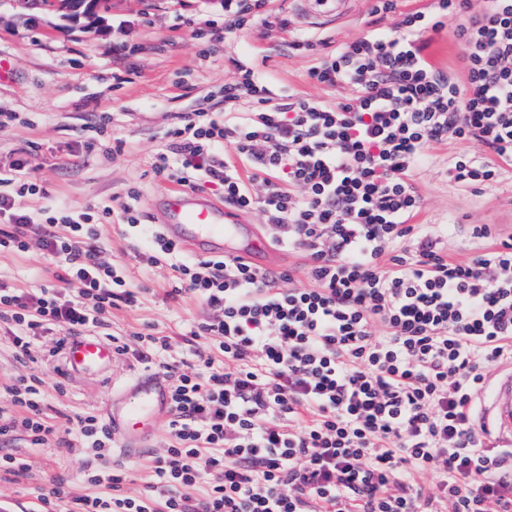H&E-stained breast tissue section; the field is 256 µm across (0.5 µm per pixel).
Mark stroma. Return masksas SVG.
Instances as JSON below:
<instances>
[{"label": "stroma", "mask_w": 512, "mask_h": 512, "mask_svg": "<svg viewBox=\"0 0 512 512\" xmlns=\"http://www.w3.org/2000/svg\"><path fill=\"white\" fill-rule=\"evenodd\" d=\"M373 0H360L355 12L341 22H310L298 0H272L270 7L288 18L286 32L256 27L233 35L224 33V8L219 0H112L102 23L66 20L60 14L19 15L0 0V56L9 78L0 82V113L10 121L0 126V165L36 148L35 172L47 196L83 213L112 205L126 187L139 186L141 210L152 217L171 185L151 181L144 172L163 142L173 118L186 112L224 109V82L232 77L234 61L268 72L276 90L307 93L333 102L341 88L315 84L307 76L314 58L292 49L297 37L325 42L329 47L360 38L370 28ZM107 116L108 131L123 141L121 153L86 152L96 139L98 120ZM475 143L451 141L431 149L430 164L419 190L424 197L416 216L419 224L455 220L445 247L452 258L470 255L478 240L477 224H488L500 239L508 238L512 219V180L491 189L463 192L448 180V158L475 150ZM104 242L114 261L126 264L144 291L136 308L115 311L111 331L123 336L147 326L178 337L184 320L201 315L189 298L171 299L172 278L166 265L141 267L126 247L119 224L104 228ZM35 258L0 255V284L8 288H38L54 282L38 274ZM62 357L50 359L48 411L59 427L78 411L101 413L105 399L127 393L144 372L132 356H116L105 380L63 374ZM31 466L24 476L0 480V502L12 512H34L37 494L49 481L61 478L76 494L109 495L107 485L83 483L82 460L61 448L29 451Z\"/></svg>", "instance_id": "obj_1"}]
</instances>
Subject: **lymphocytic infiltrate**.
Segmentation results:
<instances>
[{"label":"lymphocytic infiltrate","instance_id":"1","mask_svg":"<svg viewBox=\"0 0 512 512\" xmlns=\"http://www.w3.org/2000/svg\"><path fill=\"white\" fill-rule=\"evenodd\" d=\"M371 14L379 27L316 54L308 72L348 88L342 102L273 100L269 75L239 63L223 114H182L150 162L152 178L261 211L269 245L304 258L303 286L290 269L192 256L143 222L139 188L98 215H35L15 207L43 193L33 154L0 174V253L59 271L49 288L0 289V336L16 361L31 363L42 338L61 346L110 328L113 310L137 304L140 286L101 240L110 218L138 262L167 264L174 295L204 310L177 343L152 328L112 339L168 378L169 444L148 459L144 491L125 494L103 463L110 428L78 413L63 446L93 454L83 480L112 494L59 485L39 493L37 512H512V448L492 446L471 415L491 369L512 361V239L452 261L453 225L413 221L433 146H484L449 157L459 189L512 178V0L476 12L432 0L401 15L396 0H374ZM458 14L454 73L425 52ZM256 25L284 32L288 20L268 0H224L225 33ZM45 393L37 374L0 384V472L29 468L16 437L55 441Z\"/></svg>","mask_w":512,"mask_h":512}]
</instances>
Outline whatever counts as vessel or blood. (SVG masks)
<instances>
[{
  "instance_id": "vessel-or-blood-1",
  "label": "vessel or blood",
  "mask_w": 512,
  "mask_h": 512,
  "mask_svg": "<svg viewBox=\"0 0 512 512\" xmlns=\"http://www.w3.org/2000/svg\"><path fill=\"white\" fill-rule=\"evenodd\" d=\"M157 226L168 239L200 257L228 252L252 258L268 248L266 241L247 240L236 212L186 189L164 195L157 209ZM114 357L110 340L72 336L63 350V366L70 375L98 379L109 372ZM129 391L132 400L109 401L106 413L119 448L131 454L164 417L166 388L144 376ZM476 418L480 431L495 444L512 446V364L497 369L489 379Z\"/></svg>"
}]
</instances>
